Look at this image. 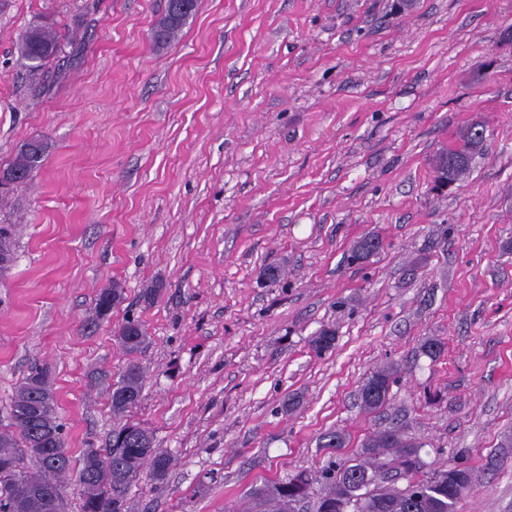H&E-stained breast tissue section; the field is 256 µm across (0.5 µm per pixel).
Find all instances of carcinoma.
I'll use <instances>...</instances> for the list:
<instances>
[{
  "mask_svg": "<svg viewBox=\"0 0 512 512\" xmlns=\"http://www.w3.org/2000/svg\"><path fill=\"white\" fill-rule=\"evenodd\" d=\"M176 13L174 0H167L165 13L154 26V42L165 44L175 39L193 11ZM69 38L42 21L31 24L19 41L23 66L33 76L71 56ZM485 142L483 126L474 124L461 135L460 142L442 153L435 165V180L455 184L470 170L473 160L482 155ZM47 146L41 153L30 155L24 149L6 165L27 179L42 168ZM368 238L358 241L351 251V260L362 263L379 249H367ZM122 289H104L96 298L94 316L106 320L112 308L120 303ZM115 337L129 354L138 352L146 342L141 323L127 320L115 331ZM335 334L321 330L310 341L316 354L329 351ZM395 370L372 373L361 391L365 408L376 410L387 400ZM144 372L140 364L129 361L112 384L110 407L122 416L141 400ZM9 427L0 431V512H62L69 489L68 476L75 473L81 500V512H127V496L131 486L149 470L155 482L165 480L169 457L155 448L153 434L139 425H124L112 434L107 448H86L78 465L67 455L58 460L51 449L67 453L62 437L63 425L55 409V396L50 370L31 366L17 386L10 402ZM425 444L405 435L397 428L383 430L361 443L355 458L331 461L322 471L328 490L316 497L314 512H456L459 499L471 490L470 472L456 465H445L426 471L420 453ZM28 455L37 465L30 471L21 466L20 453ZM317 478L300 471L285 479L263 482L251 489L248 512H296L297 506L310 498Z\"/></svg>",
  "mask_w": 512,
  "mask_h": 512,
  "instance_id": "obj_1",
  "label": "carcinoma"
}]
</instances>
